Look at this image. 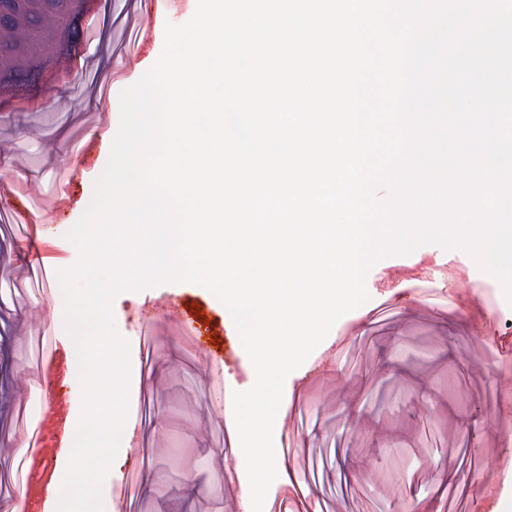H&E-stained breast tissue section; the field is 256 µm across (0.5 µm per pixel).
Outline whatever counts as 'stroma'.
<instances>
[{
  "label": "stroma",
  "instance_id": "obj_1",
  "mask_svg": "<svg viewBox=\"0 0 512 512\" xmlns=\"http://www.w3.org/2000/svg\"><path fill=\"white\" fill-rule=\"evenodd\" d=\"M71 20L69 41L50 72L0 77V502L23 497L24 512H56L52 477L67 461L68 429L80 417L63 319L50 288L73 267L65 237L82 217L110 156L119 95L158 59L166 24L191 5L169 0H91ZM109 108H91L94 98ZM479 271L464 250L434 245L379 260L367 301L344 315L336 369L320 352L286 379L274 427L277 465L291 475L290 512H477L460 474L512 452V421L490 405L512 388V307L495 308L471 285ZM199 304L237 359L224 389L207 393L214 353L168 305ZM118 333L131 345L127 419L145 452L119 450L102 496L105 512H236L244 489L212 491L214 474L245 475L233 452L224 405L249 389L254 369L232 317L208 289L165 282L114 301ZM28 467L38 485L24 495Z\"/></svg>",
  "mask_w": 512,
  "mask_h": 512
}]
</instances>
